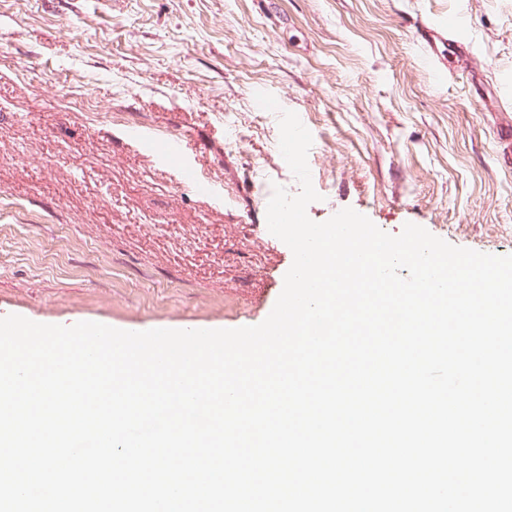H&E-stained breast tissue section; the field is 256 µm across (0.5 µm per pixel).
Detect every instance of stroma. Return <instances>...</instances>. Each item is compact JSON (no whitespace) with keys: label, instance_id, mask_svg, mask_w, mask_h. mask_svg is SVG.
Here are the masks:
<instances>
[{"label":"stroma","instance_id":"35a3bbf8","mask_svg":"<svg viewBox=\"0 0 512 512\" xmlns=\"http://www.w3.org/2000/svg\"><path fill=\"white\" fill-rule=\"evenodd\" d=\"M459 12L438 86L416 27ZM259 91L313 137V221L512 254V0H0V316L261 323L292 252L257 191L300 186ZM175 132L214 197L147 143Z\"/></svg>","mask_w":512,"mask_h":512}]
</instances>
